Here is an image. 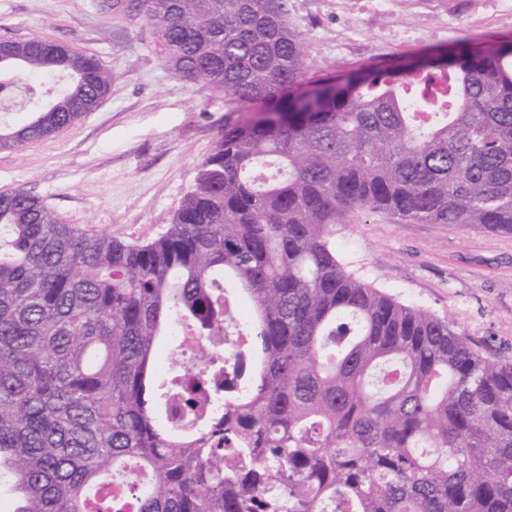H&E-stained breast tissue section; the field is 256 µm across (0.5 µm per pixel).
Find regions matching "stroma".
Returning <instances> with one entry per match:
<instances>
[{"instance_id":"stroma-1","label":"stroma","mask_w":512,"mask_h":512,"mask_svg":"<svg viewBox=\"0 0 512 512\" xmlns=\"http://www.w3.org/2000/svg\"><path fill=\"white\" fill-rule=\"evenodd\" d=\"M309 72L454 55L464 41H512L501 0H283ZM415 29L417 41L401 33ZM36 37L96 56L103 102L63 130L0 149V191L38 198L62 223L131 243L172 224L230 112L207 82L179 79L143 18L106 0H0V40ZM345 269L398 301L448 319L483 353L512 362V232L398 224L363 212L336 227Z\"/></svg>"}]
</instances>
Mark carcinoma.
<instances>
[{
  "label": "carcinoma",
  "mask_w": 512,
  "mask_h": 512,
  "mask_svg": "<svg viewBox=\"0 0 512 512\" xmlns=\"http://www.w3.org/2000/svg\"><path fill=\"white\" fill-rule=\"evenodd\" d=\"M271 0H138L161 55L242 116L224 124L158 239L128 243L0 192V488L12 512H89L135 467L136 512H512V364L346 271L359 212L512 231V43L308 75ZM64 79L48 111L39 79ZM112 72L0 41L19 148L101 102ZM207 331L190 378L180 323ZM241 336L257 362L220 419H179Z\"/></svg>",
  "instance_id": "1"
}]
</instances>
